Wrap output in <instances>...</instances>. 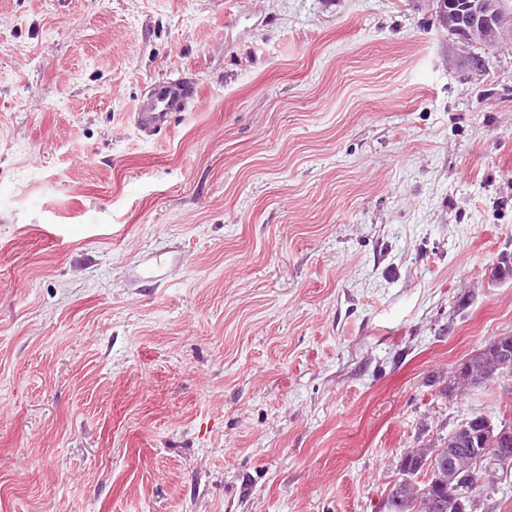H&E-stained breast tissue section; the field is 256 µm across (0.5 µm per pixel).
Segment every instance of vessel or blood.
<instances>
[{"label":"vessel or blood","mask_w":512,"mask_h":512,"mask_svg":"<svg viewBox=\"0 0 512 512\" xmlns=\"http://www.w3.org/2000/svg\"><path fill=\"white\" fill-rule=\"evenodd\" d=\"M199 97V89L188 77L163 82L139 102L133 123L143 135H157L167 128L173 113L187 111Z\"/></svg>","instance_id":"b4317fda"}]
</instances>
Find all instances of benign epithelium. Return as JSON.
Here are the masks:
<instances>
[{"label":"benign epithelium","mask_w":512,"mask_h":512,"mask_svg":"<svg viewBox=\"0 0 512 512\" xmlns=\"http://www.w3.org/2000/svg\"><path fill=\"white\" fill-rule=\"evenodd\" d=\"M446 0H437L438 18L448 34L455 37L462 47L483 44L496 45L502 33L512 28V9L504 0H455L452 7H445ZM499 374L512 367V351L508 350L502 339L498 338L488 348ZM484 430H488L506 443L512 442V423L500 421L493 423L490 418L483 421Z\"/></svg>","instance_id":"obj_1"}]
</instances>
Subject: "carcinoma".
<instances>
[{
    "label": "carcinoma",
    "instance_id": "obj_1",
    "mask_svg": "<svg viewBox=\"0 0 512 512\" xmlns=\"http://www.w3.org/2000/svg\"><path fill=\"white\" fill-rule=\"evenodd\" d=\"M501 441L483 435L476 429L463 433L453 428L448 437L436 444L410 449L401 459L400 471L410 474L394 484L387 495L385 512H461L448 497V449L466 457L460 478L461 502L473 512L470 490L492 483L494 472L488 470L490 457L469 453L471 448H501Z\"/></svg>",
    "mask_w": 512,
    "mask_h": 512
}]
</instances>
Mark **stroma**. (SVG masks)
Returning a JSON list of instances; mask_svg holds the SVG:
<instances>
[{
    "label": "stroma",
    "mask_w": 512,
    "mask_h": 512,
    "mask_svg": "<svg viewBox=\"0 0 512 512\" xmlns=\"http://www.w3.org/2000/svg\"><path fill=\"white\" fill-rule=\"evenodd\" d=\"M202 96L167 130L151 85ZM512 33L435 0H0V512H380L512 419ZM449 1H455L450 4ZM502 0H438V18L448 34L455 36L463 48L472 45L471 63L478 67L482 62L484 46H495L502 33L512 30V11ZM452 5V6H449ZM454 7V8H452ZM200 97V90L185 76L156 86L139 101L133 115L136 129L152 137L168 127L173 113L185 112ZM496 338L490 340L488 343L481 348H478L473 353H471L466 359H464V362L458 365L454 368L453 375H456L458 377H464L466 379V383L472 385V387H478L482 383L483 379L480 378L477 375H474L471 371V369L474 370L475 373L478 372V368H480L481 362H484L480 351L484 349L491 341L495 340ZM486 352H491V358L493 359L495 363L496 369H500L499 375L505 374L507 372L508 368L509 373L512 366V351L510 352L503 344L502 338L496 339V341L493 343V345L485 350ZM463 366H471L470 368H465Z\"/></svg>",
    "instance_id": "stroma-1"
}]
</instances>
